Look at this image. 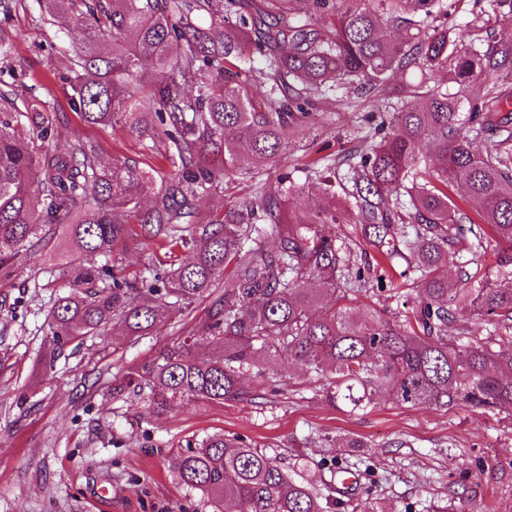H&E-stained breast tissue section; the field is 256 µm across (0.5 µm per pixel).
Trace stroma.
<instances>
[{
    "label": "stroma",
    "mask_w": 512,
    "mask_h": 512,
    "mask_svg": "<svg viewBox=\"0 0 512 512\" xmlns=\"http://www.w3.org/2000/svg\"><path fill=\"white\" fill-rule=\"evenodd\" d=\"M448 24L464 38L475 32L487 41L512 36V22L476 19L464 9L449 14ZM79 41V33L42 19L38 0H9L7 11H0V46L9 51L0 62V90L19 102L38 98L56 106L57 134L48 149L63 152L88 141L104 165L119 159L173 175L169 140L89 124L71 108L65 75ZM314 104L319 122L302 132L287 156L272 167L242 160L201 199V209L223 213L282 173L295 184L311 181L310 142L327 155L368 144L366 97L333 88ZM190 257L183 247L165 255L136 235L122 262L135 273ZM407 270L403 260H392L384 268L392 290L349 296L347 306L375 310L391 324L404 322L415 302L403 291ZM67 282L48 257L26 253L0 273V512H95L92 494L101 486L112 491L109 512H211L179 483L174 465L181 452L218 432L243 438L289 471L338 453L366 459L379 485L363 483L356 492L375 501L379 512H431V505L466 486L488 512H512V413L412 409L381 395L349 414L328 405L314 377L284 356L269 362L264 378L244 377L254 400L184 402L160 413L138 396H113L112 380L192 334L207 318L211 299L188 313L164 314L152 335L138 340L112 322L98 335L57 347L47 316Z\"/></svg>",
    "instance_id": "35a3bbf8"
}]
</instances>
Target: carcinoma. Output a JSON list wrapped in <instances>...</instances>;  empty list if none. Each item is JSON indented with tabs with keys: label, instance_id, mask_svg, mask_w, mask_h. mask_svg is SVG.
<instances>
[{
	"label": "carcinoma",
	"instance_id": "carcinoma-1",
	"mask_svg": "<svg viewBox=\"0 0 512 512\" xmlns=\"http://www.w3.org/2000/svg\"><path fill=\"white\" fill-rule=\"evenodd\" d=\"M458 2L223 0L215 12L213 0H38L43 15L83 33L70 67L72 108L88 123L165 136L180 173L165 182L154 170L104 166L82 142L65 153L46 149L55 108L0 91V269L22 250L37 254L55 233L75 246L53 256L69 277L50 312L60 345L114 320L129 336H147L162 306L190 310L232 268L208 320L112 382L114 393L161 411L184 401H250L242 376H263L262 365L283 353L324 378L325 400L346 412L367 408L380 391L405 408L512 411V39L465 44L442 22ZM469 2L512 19V0ZM410 71L420 80L392 103L390 77ZM489 75L494 83L477 86ZM331 78L375 102L368 122L377 141L351 167L347 198L337 201L325 175L336 163L319 158L307 188L283 174L226 207L222 219L198 208L242 155L272 166L288 154L316 120L312 97ZM181 82L195 93L171 107ZM457 185L466 188L467 211L453 199ZM308 188L320 204L288 218L285 199ZM147 193L154 201L145 208ZM118 209L145 237L169 238L193 259L129 279L118 255L130 229L113 220ZM334 224L360 225L389 261L409 257L420 276L408 324L370 311L319 312L382 282L365 255L345 265ZM265 236L272 247L257 244ZM490 246L497 266L476 265ZM100 255L112 256V267L97 265ZM464 318L493 330L480 336ZM213 343L222 352L205 354ZM350 475L335 458L298 479L222 433L176 464L179 482L213 512H378L334 485Z\"/></svg>",
	"mask_w": 512,
	"mask_h": 512
}]
</instances>
